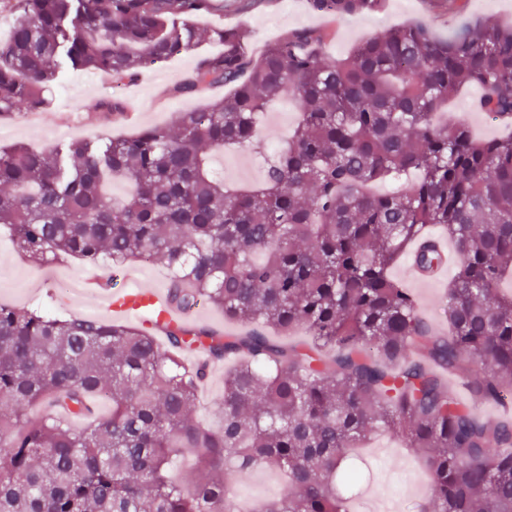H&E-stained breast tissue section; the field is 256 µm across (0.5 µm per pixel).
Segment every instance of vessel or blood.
Instances as JSON below:
<instances>
[{
	"label": "vessel or blood",
	"mask_w": 512,
	"mask_h": 512,
	"mask_svg": "<svg viewBox=\"0 0 512 512\" xmlns=\"http://www.w3.org/2000/svg\"><path fill=\"white\" fill-rule=\"evenodd\" d=\"M434 244L442 256L441 263L429 271L416 266L410 269L412 276L423 283L437 281L457 259L456 252L449 247L447 241L438 238ZM82 291L101 300L113 319L145 329L161 339L167 338L173 329L203 320L201 313L175 305L168 293L160 288L112 291L90 282L83 286Z\"/></svg>",
	"instance_id": "b4317fda"
}]
</instances>
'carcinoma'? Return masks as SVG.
<instances>
[{"mask_svg":"<svg viewBox=\"0 0 512 512\" xmlns=\"http://www.w3.org/2000/svg\"><path fill=\"white\" fill-rule=\"evenodd\" d=\"M381 0H309L360 16ZM214 0H14L0 40V115L44 109L65 54L72 68L132 79L194 50L192 18ZM222 50L199 58L175 92H230L166 125L105 143L49 151L0 148V224L35 263L111 258L159 263L171 300H203L224 319L262 329L221 334L188 324L162 346L111 320L60 319L0 305V512H240L228 470L278 469L288 493L256 512H350L336 472L379 429L423 453L431 512H512V421L456 399L512 394V136L474 139L436 112L466 86L497 122L512 119V26L476 18L451 37L422 24L358 41L327 58L300 30L256 59L238 29L210 30ZM291 98V137L265 159L263 182L230 188L211 151H264L260 118ZM129 194L117 200L108 185ZM401 188L377 193L369 185ZM429 224L458 256L448 284V331L422 319L391 267ZM422 269L436 248L413 252ZM298 326L306 351L265 333ZM205 347L224 374L218 424L196 409L203 371L183 351ZM107 417L70 429L44 407ZM191 453L197 479L171 477Z\"/></svg>","mask_w":512,"mask_h":512,"instance_id":"1","label":"carcinoma"}]
</instances>
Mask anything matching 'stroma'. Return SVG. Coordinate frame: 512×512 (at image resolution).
<instances>
[{"label":"stroma","instance_id":"stroma-1","mask_svg":"<svg viewBox=\"0 0 512 512\" xmlns=\"http://www.w3.org/2000/svg\"><path fill=\"white\" fill-rule=\"evenodd\" d=\"M474 17L511 23L512 0H382L378 9L358 17L315 13L307 0H224L222 11L202 14L198 24L204 30L227 26L245 30L248 52L254 57L261 55L269 43L294 30L313 29L323 37L324 54L340 58L369 34L421 22L437 35L447 37ZM213 50L211 44H200L197 51L168 61L163 72L148 68L135 81L119 84L103 74L71 69L66 60H59L60 79L45 92L47 108L1 116L0 145L21 141L36 149L50 150L74 139L102 143L113 137L130 136L145 125L166 123L172 113L223 96L224 90L218 86L195 98L175 92L200 55ZM478 96V89H465L448 109L479 138L512 134L511 128L491 122L477 108ZM113 98L120 99L126 111L136 113L137 121L129 122L98 110V102ZM296 118L297 108L290 99L270 106L261 125L269 149H276L286 139ZM213 163L228 183L255 185L263 178V158L243 149L215 154ZM91 279L107 281L114 290L163 288L168 274L156 265L140 262L116 271L105 256L93 265L31 263L19 254L9 233L0 230L1 304L49 309L61 318L109 319V312L99 307L96 299L77 298L67 288L68 283ZM361 469L365 475L358 498L361 512H380L384 507L390 512H415L416 506L429 498L428 475L403 448L398 433L384 432L371 440ZM229 481L245 512L286 489L282 475L267 469L248 474L235 472Z\"/></svg>","mask_w":512,"mask_h":512}]
</instances>
